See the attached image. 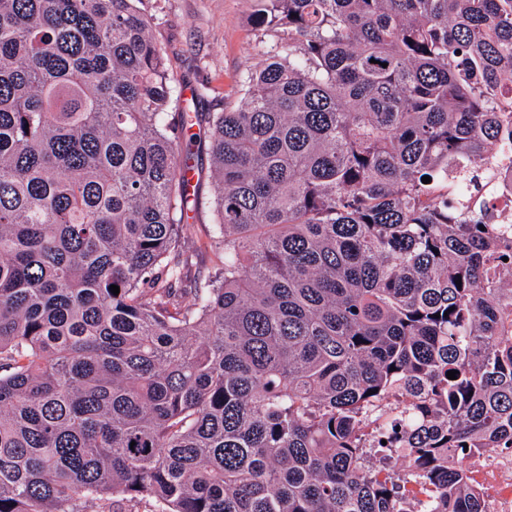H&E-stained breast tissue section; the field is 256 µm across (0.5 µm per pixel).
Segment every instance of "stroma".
<instances>
[{"label":"stroma","mask_w":512,"mask_h":512,"mask_svg":"<svg viewBox=\"0 0 512 512\" xmlns=\"http://www.w3.org/2000/svg\"><path fill=\"white\" fill-rule=\"evenodd\" d=\"M143 6L185 88L181 107L203 115L239 95L241 76L264 65L285 37L252 24L257 0H143Z\"/></svg>","instance_id":"35a3bbf8"}]
</instances>
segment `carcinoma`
Masks as SVG:
<instances>
[{"mask_svg":"<svg viewBox=\"0 0 512 512\" xmlns=\"http://www.w3.org/2000/svg\"><path fill=\"white\" fill-rule=\"evenodd\" d=\"M142 3L0 0V512H488L512 0H260L210 224ZM478 182L480 187L484 185L483 191H489L492 197L493 207L489 213L491 222L504 224L502 229L510 239L511 226L507 224L512 223V190L506 183L504 170L501 167L496 168L495 174L490 178L481 174Z\"/></svg>","mask_w":512,"mask_h":512,"instance_id":"obj_1","label":"carcinoma"}]
</instances>
